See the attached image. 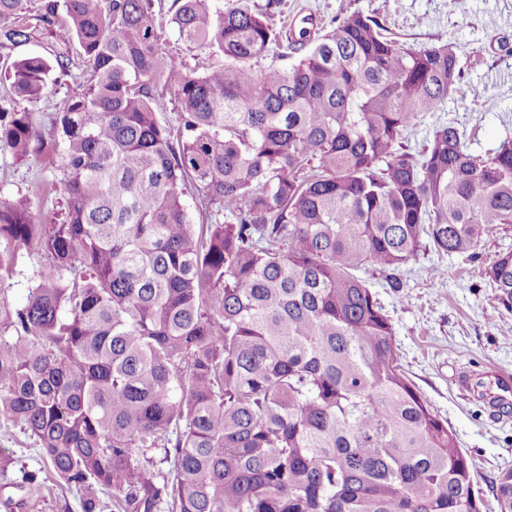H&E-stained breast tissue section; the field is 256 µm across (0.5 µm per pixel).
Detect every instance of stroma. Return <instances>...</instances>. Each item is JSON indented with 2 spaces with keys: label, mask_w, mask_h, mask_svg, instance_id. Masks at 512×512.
Wrapping results in <instances>:
<instances>
[{
  "label": "stroma",
  "mask_w": 512,
  "mask_h": 512,
  "mask_svg": "<svg viewBox=\"0 0 512 512\" xmlns=\"http://www.w3.org/2000/svg\"><path fill=\"white\" fill-rule=\"evenodd\" d=\"M173 0H153L162 48L192 69L207 65V50L183 44L170 23ZM210 5H246L263 13L282 35L302 27L320 32L337 19L362 12L376 17L400 43L413 48L453 43L463 78L441 110L426 115L410 134L411 144L431 137L436 125L452 121L464 131L474 154L487 155L512 138V0H209ZM71 38L62 28L29 42L0 48V100L10 98L6 69L28 55L54 60ZM86 77L79 56L69 68L53 69L51 85L39 100L16 101L15 109L30 112L43 135H51V119L62 102L77 93ZM484 96L482 111H473L471 90ZM60 174L45 160H18L0 153V201L30 198L45 223L65 219L61 191L37 195L35 184L53 185ZM512 250V224L493 226L484 236L480 256L464 261L426 248L402 269L404 288L397 293L377 288L390 316L395 345L407 377L434 412L457 435L460 446L478 471L476 489L487 512H495V482L512 468V409L494 410L486 399L497 371L512 373V311L498 305L479 275L495 254ZM34 437L0 419V512L5 501H23V512H82L79 490L50 479L41 496H26L24 473L46 471Z\"/></svg>",
  "instance_id": "stroma-1"
}]
</instances>
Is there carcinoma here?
Here are the masks:
<instances>
[{
  "label": "carcinoma",
  "mask_w": 512,
  "mask_h": 512,
  "mask_svg": "<svg viewBox=\"0 0 512 512\" xmlns=\"http://www.w3.org/2000/svg\"><path fill=\"white\" fill-rule=\"evenodd\" d=\"M28 2L0 0V48L56 23L87 78L49 140L31 113H0V152L54 160L67 206L41 224L0 201V418L37 439L83 512H101L102 488L115 512H482L474 463L357 275L397 293L423 240L469 260L512 224L511 139L475 155L448 122L408 144L462 78L453 46L407 47L354 12L300 29L297 64L258 74L279 42L263 14L180 0L178 38L224 57L198 71L163 51L152 0ZM50 71L13 61V98H40ZM189 181L232 221L194 223ZM34 252L47 264L16 306L2 285ZM482 276L512 311V250ZM496 501L512 512V468ZM155 112L158 122L163 125L170 127L172 131H176L179 125V112L173 97L168 91L162 90L161 88L155 91Z\"/></svg>",
  "instance_id": "cac0c4a2"
}]
</instances>
